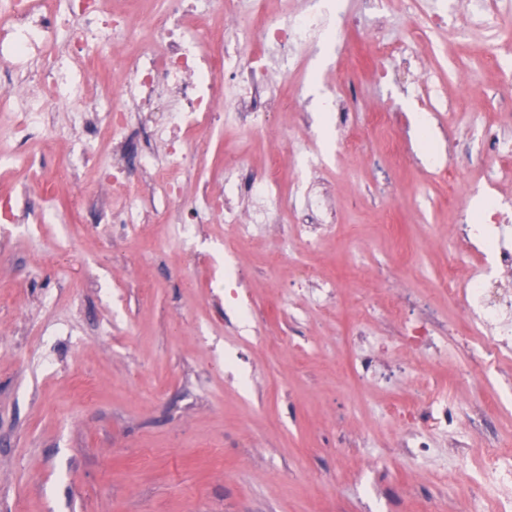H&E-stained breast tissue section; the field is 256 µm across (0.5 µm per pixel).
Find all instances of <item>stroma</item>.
I'll use <instances>...</instances> for the list:
<instances>
[{
	"label": "stroma",
	"mask_w": 512,
	"mask_h": 512,
	"mask_svg": "<svg viewBox=\"0 0 512 512\" xmlns=\"http://www.w3.org/2000/svg\"><path fill=\"white\" fill-rule=\"evenodd\" d=\"M350 26L345 42L326 38L304 67H290L281 96L308 115L310 152L233 125L214 133L229 152L259 161L281 158L283 191H325L336 233L317 251L288 242V211L266 225L252 247L224 249L225 224L206 225L194 252L151 238L128 240L108 224H83L73 197L92 190L51 187L46 224L0 245V512H424L439 495L461 512L466 491L447 434L428 457L394 447L387 417L396 400L420 402L437 379L472 364L462 346L446 359H421L419 371L391 387L363 391L341 338L362 319L370 296L331 308L293 295L294 267L319 266L345 288H392L426 296L460 251L449 226L448 186L421 161L388 155L389 127L376 112L414 117L417 98L436 112L441 134L480 147L487 120L507 122L512 96L488 74L482 33L448 26L431 34L421 58L426 83L377 82L360 71L353 122L358 154L318 101L343 98L362 51L398 45L409 11L394 0L379 14L366 0H335ZM358 70V69H357ZM488 158L467 168L476 197L495 182L512 202V177ZM282 251L279 268L267 255ZM246 268L250 324L217 303L224 273ZM292 334L289 352L280 338Z\"/></svg>",
	"instance_id": "1"
}]
</instances>
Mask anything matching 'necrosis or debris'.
<instances>
[{"mask_svg":"<svg viewBox=\"0 0 512 512\" xmlns=\"http://www.w3.org/2000/svg\"><path fill=\"white\" fill-rule=\"evenodd\" d=\"M160 2L149 38L131 52L127 44L139 21L128 0H0V109L15 112L0 163L29 158V144L38 142L42 154L31 160L43 184L73 182L81 168L97 167L102 185L123 191L122 202L109 206L101 193L80 194L77 206L85 220L132 236L143 225L162 224L168 236L187 242L197 224L211 217L230 228L229 251L247 244L255 229L284 208L322 210L316 196L287 198L277 190L281 163L275 155L260 168L225 163L218 183L204 182L190 198L178 175L208 166L205 135L223 125L227 109L249 131L287 138L266 112L288 61L347 28V20L314 0L294 10L288 0H278L273 10L266 0L247 7L241 0ZM470 2L468 21L491 32L485 57L500 67L512 56V28L503 25L493 0ZM91 87L111 96V104L89 102ZM60 104L69 106L76 134L67 161L51 167L46 159L59 134L50 116ZM242 195L252 202L245 214L233 205ZM41 201L27 191L0 193V239L44 223ZM452 232L463 250L439 288L461 302L463 341L491 380L512 368V211L490 206L475 221L468 205H457ZM385 313L402 326L407 350L394 365L380 361L367 322L344 339L354 355L353 375L365 386L392 385L413 368L414 355L446 356L449 328L433 312L419 310L410 289L393 290ZM464 380L460 373L435 384L422 405H399L400 433L414 456L430 452L432 430L486 434L480 456L464 460L462 479L471 491L467 512H512V443L487 434V407L463 412L455 391Z\"/></svg>","mask_w":512,"mask_h":512,"instance_id":"4bbe7bcc","label":"necrosis or debris"}]
</instances>
